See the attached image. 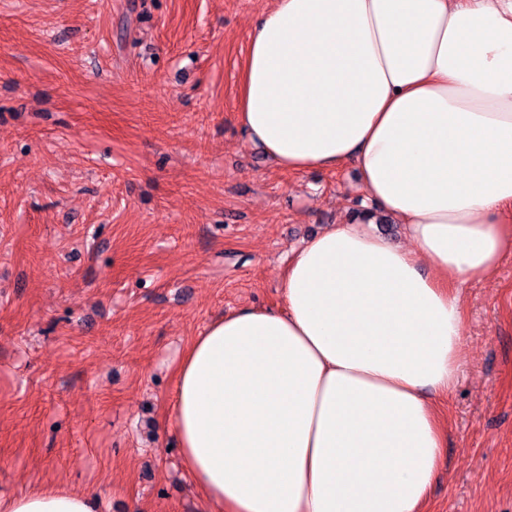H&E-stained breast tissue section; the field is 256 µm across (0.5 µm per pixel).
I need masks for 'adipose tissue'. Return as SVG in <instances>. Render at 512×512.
I'll return each instance as SVG.
<instances>
[{"mask_svg": "<svg viewBox=\"0 0 512 512\" xmlns=\"http://www.w3.org/2000/svg\"><path fill=\"white\" fill-rule=\"evenodd\" d=\"M238 121L279 167L352 162L377 210L288 262L278 308L210 323L171 423L213 512H420L444 454L434 399L464 343L461 290L512 253V0H274ZM0 512H94L47 486Z\"/></svg>", "mask_w": 512, "mask_h": 512, "instance_id": "adipose-tissue-1", "label": "adipose tissue"}]
</instances>
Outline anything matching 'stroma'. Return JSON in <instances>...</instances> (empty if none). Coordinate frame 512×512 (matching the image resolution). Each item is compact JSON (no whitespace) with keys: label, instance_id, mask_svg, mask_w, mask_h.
<instances>
[{"label":"stroma","instance_id":"35a3bbf8","mask_svg":"<svg viewBox=\"0 0 512 512\" xmlns=\"http://www.w3.org/2000/svg\"><path fill=\"white\" fill-rule=\"evenodd\" d=\"M272 0H0V496L209 512L171 415L213 321L275 308L294 250L364 208L353 165L288 173L242 131ZM424 512H512V256L463 292Z\"/></svg>","mask_w":512,"mask_h":512}]
</instances>
